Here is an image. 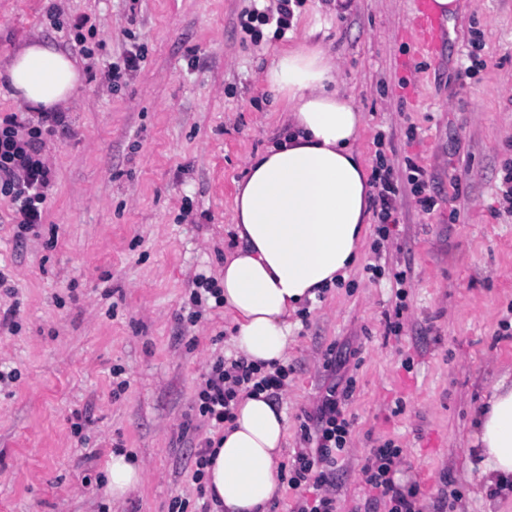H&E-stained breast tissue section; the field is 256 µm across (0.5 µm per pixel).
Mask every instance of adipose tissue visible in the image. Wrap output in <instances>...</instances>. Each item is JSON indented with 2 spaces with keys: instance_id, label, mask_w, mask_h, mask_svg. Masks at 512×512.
Here are the masks:
<instances>
[{
  "instance_id": "adipose-tissue-1",
  "label": "adipose tissue",
  "mask_w": 512,
  "mask_h": 512,
  "mask_svg": "<svg viewBox=\"0 0 512 512\" xmlns=\"http://www.w3.org/2000/svg\"><path fill=\"white\" fill-rule=\"evenodd\" d=\"M80 77L67 53L37 40L0 70L13 98L42 112L58 111ZM265 79L288 97L289 129L250 160L236 187L233 220L243 245L225 257L220 282L241 355L263 364L286 362L289 315L355 264L372 219L369 175L354 151L362 118L338 86L333 56L322 49L282 51ZM473 427L480 482L511 489V381L496 384ZM287 430L284 412L265 394L241 401L205 469L216 512H267L281 492ZM107 479L118 501L139 488L142 469L116 452Z\"/></svg>"
}]
</instances>
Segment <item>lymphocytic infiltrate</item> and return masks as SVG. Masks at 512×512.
I'll list each match as a JSON object with an SVG mask.
<instances>
[{
	"label": "lymphocytic infiltrate",
	"instance_id": "lymphocytic-infiltrate-1",
	"mask_svg": "<svg viewBox=\"0 0 512 512\" xmlns=\"http://www.w3.org/2000/svg\"><path fill=\"white\" fill-rule=\"evenodd\" d=\"M66 127V115L62 112H41L27 121L9 120L0 127V194L11 201L16 239H24L42 221L54 173L41 152L46 136ZM371 184L375 189L374 216L381 239L387 236L390 225L398 221L396 200L400 185L391 168L384 165L374 168ZM380 239L374 242V251H381ZM287 380L288 368L281 364L266 368L242 358H216L197 395L198 413L210 426L223 427L233 420L241 394L264 392L276 400L285 390ZM353 389L354 381L350 378L344 386H327L315 411L304 415L300 446L288 470V483L292 488L305 489L307 495L297 501L293 512H337L334 476L351 433L352 421L345 413L344 403ZM399 455V448L389 441L371 449L362 467L366 482L388 504V512H421L417 489L404 491L393 482V466Z\"/></svg>",
	"mask_w": 512,
	"mask_h": 512
}]
</instances>
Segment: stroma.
I'll use <instances>...</instances> for the list:
<instances>
[{
  "label": "stroma",
  "instance_id": "stroma-1",
  "mask_svg": "<svg viewBox=\"0 0 512 512\" xmlns=\"http://www.w3.org/2000/svg\"><path fill=\"white\" fill-rule=\"evenodd\" d=\"M277 0H0V65L38 38L70 52L83 85L65 105L67 133L43 152L55 178L43 227L16 241L0 198V264L12 294L0 315V512H198L201 444L220 432L197 392L216 357L237 356L217 307L190 322L195 278L221 279L238 242L235 187L251 157L282 131L288 100L265 72L282 50L321 46L363 115L356 149L401 181L400 223L372 276L374 230L357 264L290 317L291 372L278 406L299 418L341 377L353 426L336 472L338 512H387L362 466L372 448L402 450L397 485L416 486L423 512H512V494H476L472 417L512 370V206L500 191L512 165V0H466L446 20L434 57L412 42L414 0H292L285 30L245 24ZM85 56L66 35L79 18ZM140 51L139 68L110 83L109 64ZM431 177L424 212L406 162ZM408 277L399 337L387 335L393 275ZM348 353L337 371L328 352ZM81 412L82 430L73 427ZM143 470L120 502L107 492L113 451Z\"/></svg>",
  "mask_w": 512,
  "mask_h": 512
}]
</instances>
